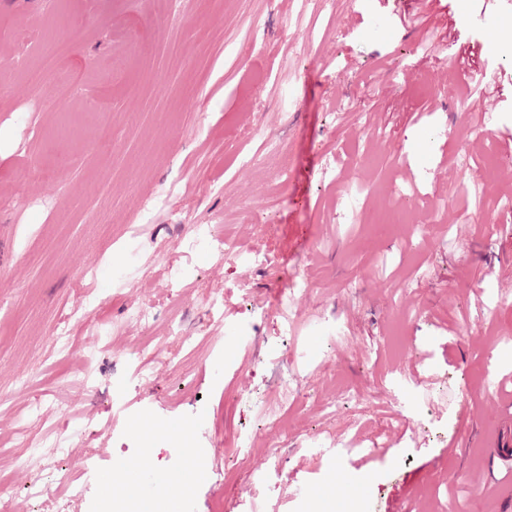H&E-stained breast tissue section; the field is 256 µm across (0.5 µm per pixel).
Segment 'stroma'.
Instances as JSON below:
<instances>
[{
	"label": "stroma",
	"mask_w": 512,
	"mask_h": 512,
	"mask_svg": "<svg viewBox=\"0 0 512 512\" xmlns=\"http://www.w3.org/2000/svg\"><path fill=\"white\" fill-rule=\"evenodd\" d=\"M470 4L433 0L430 23L449 20L453 44L426 51L399 22L418 0H336L331 13L322 0H0V494L12 512H55L61 467L89 482L68 512H110L103 479L139 460L130 423L147 413L151 470L183 469L171 420L209 465L173 512H512V466L488 468L512 430V221L499 212L512 178L492 170L512 165V56L493 50L490 22L512 0ZM28 24L23 54H55L65 78L35 87L4 58ZM463 58L497 94L457 91ZM397 205L409 223L380 228ZM196 224L228 227L268 263L187 253ZM174 267L187 281L169 282ZM140 308L152 328L133 320ZM288 311L299 323L286 336ZM65 316L75 355L94 358L89 382L53 363ZM174 316L185 334L169 330ZM149 334L144 384L131 360ZM288 377L299 400L282 392ZM264 409L286 416L287 436L257 432ZM61 425L69 446L44 447ZM338 470L354 494H296Z\"/></svg>",
	"instance_id": "1"
}]
</instances>
